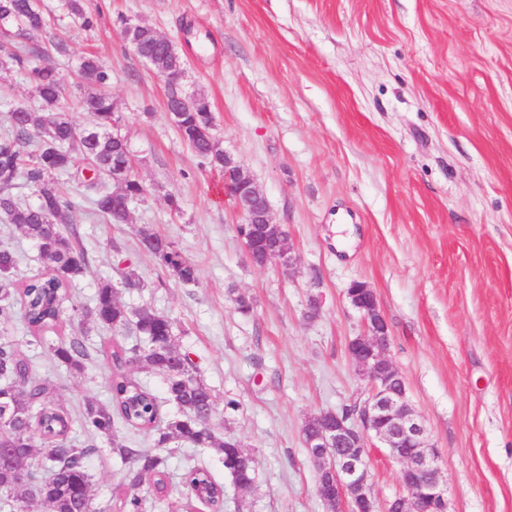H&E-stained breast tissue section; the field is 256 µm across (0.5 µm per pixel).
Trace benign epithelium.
Masks as SVG:
<instances>
[{
    "instance_id": "obj_1",
    "label": "benign epithelium",
    "mask_w": 512,
    "mask_h": 512,
    "mask_svg": "<svg viewBox=\"0 0 512 512\" xmlns=\"http://www.w3.org/2000/svg\"><path fill=\"white\" fill-rule=\"evenodd\" d=\"M224 193L253 224L242 235L250 261L260 267L291 261L284 230L270 219L265 196L231 154H224ZM351 304L361 314L364 331L347 347L351 364L367 382L365 399L348 411L318 416L321 427L307 438L318 463V496L333 512H379L370 483V449L380 444L400 465L404 493L384 505V512H447V485L439 467L440 452L429 444L424 422L407 400L406 384L386 357L388 325L373 289L355 281L348 289ZM0 462L16 468L19 482L28 480L27 465L0 448Z\"/></svg>"
}]
</instances>
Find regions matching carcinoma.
Wrapping results in <instances>:
<instances>
[{
	"instance_id": "obj_1",
	"label": "carcinoma",
	"mask_w": 512,
	"mask_h": 512,
	"mask_svg": "<svg viewBox=\"0 0 512 512\" xmlns=\"http://www.w3.org/2000/svg\"><path fill=\"white\" fill-rule=\"evenodd\" d=\"M67 15L85 29L96 19L85 0H64ZM47 27L40 0H0V29L23 39L26 44H0V71H16L33 85L40 102L37 111L17 103L10 110L12 133L0 137V220L24 230L37 245L48 272L16 288L13 279L15 256L0 250V322L12 319L16 303H21L23 318L33 331L51 329L69 319L82 323L87 319L120 329L135 317L137 339L126 348L113 346L111 358V402L89 401L82 413L80 427L88 437L84 446L71 440L73 422L56 403V386L48 379L32 374L30 360L21 344L11 336H0V415L9 420L0 423V447L12 448L31 463L30 482L15 484L10 468L0 466V491L15 494L13 508L27 512L30 501L46 503L50 512H97L91 488L93 475L88 459L96 451L95 441L106 439L125 466L126 492L123 512H146V500L140 495L148 484L159 501L166 496L165 459L158 453L135 448L117 439L116 423L145 433L158 432L156 447L170 451L172 441L187 442L197 448H213L224 458V469L239 477H253L251 467H243L235 444L215 437L205 421L224 405L223 411H235L234 400L220 398L198 375L188 354L177 352L172 324L153 311L131 312L120 303L110 282L99 284L95 304L84 312L72 303L70 287L88 268V256L76 245L71 212L88 201L96 215L108 224H125L130 206L146 192L142 182L128 165L127 141L118 137L114 126L119 116L107 93L111 77L93 55L81 58L79 68L86 83L75 86L83 109L91 117V127L80 130L60 107L66 91L63 77L50 63L37 64L32 57L41 53L31 45ZM132 38L138 53L157 71L183 70L182 58L169 41L158 37L152 27L134 25ZM170 112L179 113L177 127L193 152L210 168L224 171V150L208 136L213 116L207 98L201 95L171 93ZM82 159L89 175L80 179L82 191L65 196L58 185L60 176L70 172ZM123 179L121 199L113 196L111 182ZM33 188L35 201L18 194L19 185ZM162 263L184 284L197 281V269L177 251L161 256ZM54 358L68 369L80 372L89 357L85 341L77 336L51 346ZM179 353L181 370L174 371V353ZM147 368L164 379V400L178 414L161 421V403L131 378L133 368ZM182 494L187 502H199L221 512L224 486L208 470L193 468L182 476Z\"/></svg>"
}]
</instances>
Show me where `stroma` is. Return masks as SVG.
Masks as SVG:
<instances>
[{
	"label": "stroma",
	"instance_id": "35a3bbf8",
	"mask_svg": "<svg viewBox=\"0 0 512 512\" xmlns=\"http://www.w3.org/2000/svg\"><path fill=\"white\" fill-rule=\"evenodd\" d=\"M41 3L45 40L69 46L56 60L66 81H78L88 53L110 72L146 188L125 224L104 223L87 203L72 212L89 260L73 302L91 309L109 280L129 310L168 316L204 382L239 404L216 412L212 431L258 461L243 490L215 450L174 445L168 501L180 504L183 473L201 464L224 485V512H326L302 428L366 389L347 355L364 329L347 290L362 281L389 326L386 354L441 452L448 512H512V0H88L92 31L61 0ZM127 21L175 44L182 90L209 100L213 137L266 197L292 263L250 261L223 175L180 137L168 82L126 42ZM34 101L22 75L0 74V136L12 104ZM145 228L195 263L196 284L142 248ZM3 248L17 257L18 282L45 273L16 225L0 222ZM124 267L135 286L123 285ZM238 293L250 312L237 310ZM8 329L75 419L88 401L110 400L105 352L135 334L89 321L36 337L17 318ZM78 334L92 354L79 373L50 351ZM96 445L94 505L119 512L124 466L108 441ZM399 470L372 449L378 502L401 494Z\"/></svg>",
	"mask_w": 512,
	"mask_h": 512
}]
</instances>
